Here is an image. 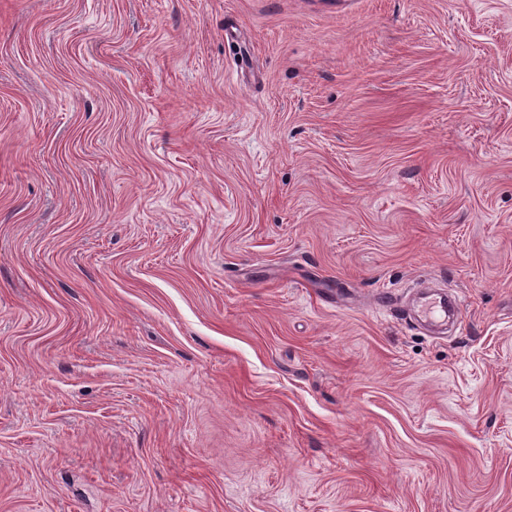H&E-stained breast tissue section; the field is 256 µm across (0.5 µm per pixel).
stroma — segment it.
<instances>
[{"label": "stroma", "mask_w": 512, "mask_h": 512, "mask_svg": "<svg viewBox=\"0 0 512 512\" xmlns=\"http://www.w3.org/2000/svg\"><path fill=\"white\" fill-rule=\"evenodd\" d=\"M0 512H512V0H0Z\"/></svg>", "instance_id": "obj_1"}]
</instances>
